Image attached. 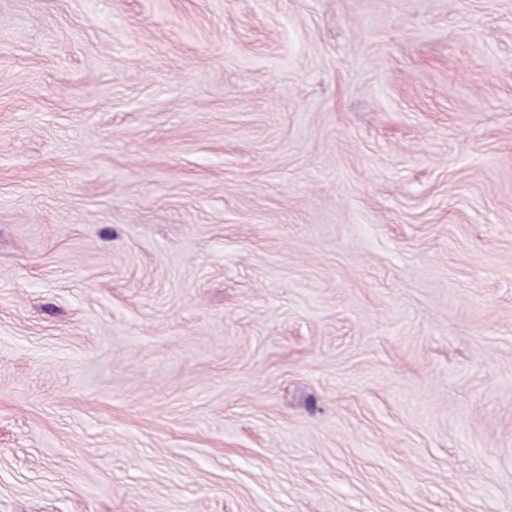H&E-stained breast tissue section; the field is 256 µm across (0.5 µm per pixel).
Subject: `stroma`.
Wrapping results in <instances>:
<instances>
[{
  "label": "stroma",
  "mask_w": 512,
  "mask_h": 512,
  "mask_svg": "<svg viewBox=\"0 0 512 512\" xmlns=\"http://www.w3.org/2000/svg\"><path fill=\"white\" fill-rule=\"evenodd\" d=\"M0 512H512V0H0Z\"/></svg>",
  "instance_id": "obj_1"
}]
</instances>
